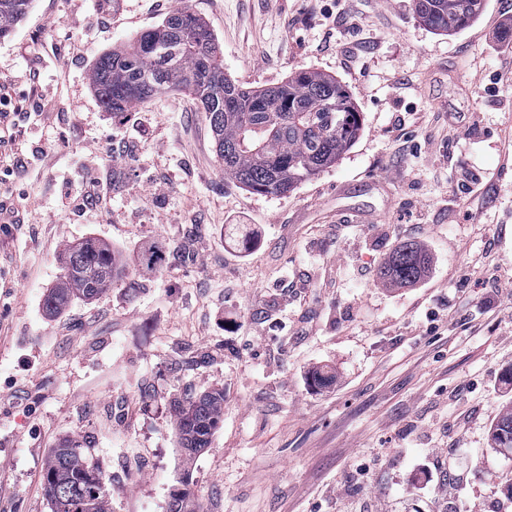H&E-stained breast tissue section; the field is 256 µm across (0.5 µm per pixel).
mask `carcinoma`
<instances>
[{
  "label": "carcinoma",
  "mask_w": 512,
  "mask_h": 512,
  "mask_svg": "<svg viewBox=\"0 0 512 512\" xmlns=\"http://www.w3.org/2000/svg\"><path fill=\"white\" fill-rule=\"evenodd\" d=\"M31 0H0V38L26 15ZM484 0H414L430 28L453 32L480 14ZM88 80L107 112L129 108L172 91L191 95L206 113L224 176L259 194L284 196L323 172L347 151L360 130L359 112L336 78L301 71L270 88H244L224 75V59L211 31L190 10L170 12L160 25L126 48L95 60ZM428 258L404 243L380 269L382 281L405 287L419 280ZM65 274L45 297L50 314L73 297L94 299L118 278V258L92 240L65 250ZM224 413V392L211 390L173 406L174 426L186 460L210 447ZM492 447L512 454V402L490 427ZM43 484L51 512H110L109 488L89 446L61 442L48 457ZM191 473L170 494L168 512L190 508Z\"/></svg>",
  "instance_id": "carcinoma-1"
}]
</instances>
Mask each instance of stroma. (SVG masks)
I'll return each mask as SVG.
<instances>
[{
	"label": "stroma",
	"instance_id": "1",
	"mask_svg": "<svg viewBox=\"0 0 512 512\" xmlns=\"http://www.w3.org/2000/svg\"><path fill=\"white\" fill-rule=\"evenodd\" d=\"M186 6L242 86L336 78L359 135L288 195L249 191L188 94L112 113L89 85L168 0H32L0 39V87L21 103L0 124L18 166L0 200L19 216L0 223V512H50L43 469L65 438L93 446L112 512H168L186 468L204 512H512V454L489 441L512 400V0L447 34L412 0H359L339 24L337 0ZM447 110L451 141L430 118ZM467 209L480 223L453 222ZM233 214L261 237L232 239ZM89 238L118 256L116 283L47 316L64 249ZM404 242L429 269L386 285ZM150 244L166 255L151 270ZM214 389L222 422L183 460L171 403Z\"/></svg>",
	"mask_w": 512,
	"mask_h": 512
}]
</instances>
